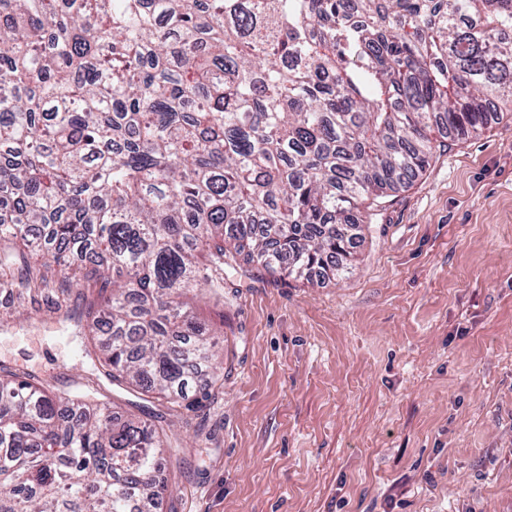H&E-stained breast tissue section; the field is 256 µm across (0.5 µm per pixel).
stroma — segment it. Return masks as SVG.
I'll return each mask as SVG.
<instances>
[{"label":"stroma","instance_id":"1","mask_svg":"<svg viewBox=\"0 0 512 512\" xmlns=\"http://www.w3.org/2000/svg\"><path fill=\"white\" fill-rule=\"evenodd\" d=\"M359 233L334 279L229 270L198 291L224 339L204 408L113 386L45 309L0 328V368L164 414V512H512V119L434 156Z\"/></svg>","mask_w":512,"mask_h":512}]
</instances>
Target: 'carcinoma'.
<instances>
[{
    "label": "carcinoma",
    "instance_id": "obj_1",
    "mask_svg": "<svg viewBox=\"0 0 512 512\" xmlns=\"http://www.w3.org/2000/svg\"><path fill=\"white\" fill-rule=\"evenodd\" d=\"M511 106L512 0H0V308L88 294L81 357L200 404L224 342L188 292L244 247L342 274L363 217ZM162 419L1 372L0 512H161Z\"/></svg>",
    "mask_w": 512,
    "mask_h": 512
}]
</instances>
